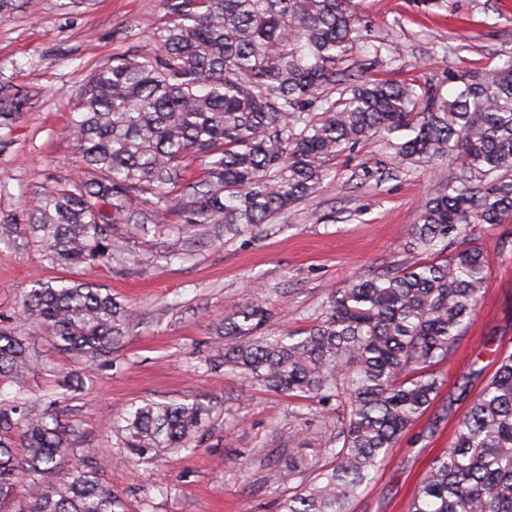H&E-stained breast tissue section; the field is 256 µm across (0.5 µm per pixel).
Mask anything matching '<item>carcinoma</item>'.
I'll return each instance as SVG.
<instances>
[{
	"label": "carcinoma",
	"instance_id": "obj_1",
	"mask_svg": "<svg viewBox=\"0 0 512 512\" xmlns=\"http://www.w3.org/2000/svg\"><path fill=\"white\" fill-rule=\"evenodd\" d=\"M158 53L112 58L74 102L75 178L45 184L28 228L52 265L112 260V225L266 224L319 191L331 161L377 136L401 164L450 161L458 184L423 200L409 237L429 260L352 281L329 295L304 336H258L251 301L224 325V365L293 398L336 401V427L315 455L267 475L292 486L277 512H350L401 437L434 402L447 360L484 301L486 253L475 227L512 220V61L443 84L362 81L340 68L365 48L354 0H165ZM203 175L182 182L188 163ZM24 336L0 325V380L21 384L32 340L46 335L89 361L112 352L133 309L87 282L29 291ZM448 450L435 458L408 512H512V354L472 392ZM209 416L199 403L145 402L124 417L122 444L156 459L192 447ZM70 430L36 405L0 399V512L28 483V512H125L83 461L65 465Z\"/></svg>",
	"mask_w": 512,
	"mask_h": 512
}]
</instances>
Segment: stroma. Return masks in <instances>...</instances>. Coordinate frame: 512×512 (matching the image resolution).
<instances>
[{"label":"stroma","mask_w":512,"mask_h":512,"mask_svg":"<svg viewBox=\"0 0 512 512\" xmlns=\"http://www.w3.org/2000/svg\"><path fill=\"white\" fill-rule=\"evenodd\" d=\"M355 2L372 45L386 47L378 56H349V71L363 77L437 83L512 56V0H448L433 12L414 0ZM166 12L164 0H12L0 10V317L28 331L17 318L23 294L83 278L136 312L120 343L92 364L36 338V368L23 387L0 385V396L52 405L72 430L74 457L98 470L127 512H276L288 488L270 484L269 469L321 447L336 405L289 398L216 363L225 322L256 296L270 315L264 333L303 331L329 290L423 261L408 245L409 229L439 178L453 180L457 169L397 167L375 139L333 160L322 189L272 223L215 238L180 227L171 211L162 224L113 225L114 262L86 273L50 265L26 229V213L47 180L78 172L69 133L75 96L112 57L154 53L151 35ZM506 230L476 231L490 265L485 301L453 356L435 368L443 386L433 406L352 512H407L468 411L453 398L458 377L473 369L490 375L497 354L512 352V254L497 250ZM146 400H199L212 406V418L193 448L139 463L112 423Z\"/></svg>","instance_id":"1"}]
</instances>
